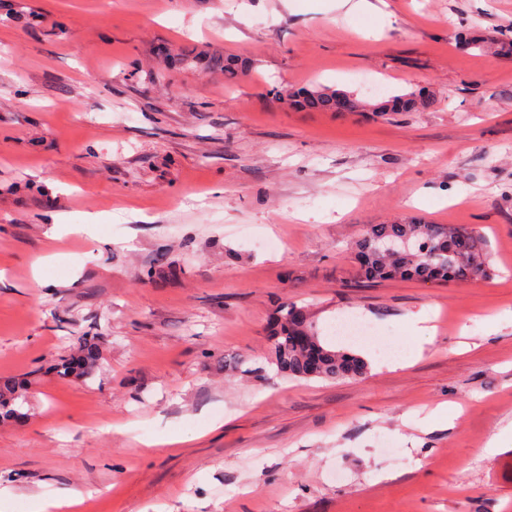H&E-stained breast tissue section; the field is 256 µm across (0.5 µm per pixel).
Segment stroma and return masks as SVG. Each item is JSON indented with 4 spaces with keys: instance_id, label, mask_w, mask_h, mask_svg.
<instances>
[{
    "instance_id": "obj_1",
    "label": "stroma",
    "mask_w": 512,
    "mask_h": 512,
    "mask_svg": "<svg viewBox=\"0 0 512 512\" xmlns=\"http://www.w3.org/2000/svg\"><path fill=\"white\" fill-rule=\"evenodd\" d=\"M371 2L0 0V384L25 383L29 411L0 420V512L36 495L96 512H512V438L482 455L512 423V58L457 45L512 28V0ZM192 51L247 69L229 84L175 65ZM315 84L433 105L276 97ZM411 217L484 237L493 275L362 277L363 229ZM285 303L367 376L278 372ZM346 317L375 335H334ZM86 334L96 373L60 378ZM342 97L349 99L353 111L359 112L366 110L386 114L393 112H419L426 110L433 104L429 96L417 91L395 94L375 104H369L358 99L351 92L330 89L319 85L300 92H290V96L280 95L279 99L284 100L286 103L289 102L290 105L301 110L338 112Z\"/></svg>"
}]
</instances>
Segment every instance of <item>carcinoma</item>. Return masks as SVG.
<instances>
[{
    "label": "carcinoma",
    "mask_w": 512,
    "mask_h": 512,
    "mask_svg": "<svg viewBox=\"0 0 512 512\" xmlns=\"http://www.w3.org/2000/svg\"><path fill=\"white\" fill-rule=\"evenodd\" d=\"M474 48L496 57H512V32L500 31L494 37L474 35L465 41ZM208 68L224 71L227 82H234L246 68L245 62L233 58L208 56ZM346 97L352 110L393 113L424 111L432 99L417 91L395 94L375 104L358 99L353 93L315 86L280 99L301 110L337 112L341 98ZM364 276L368 279L403 278L423 282H467L491 274L490 258L483 242L464 227L425 224L420 221H394L371 224L357 243ZM300 307L285 304L278 310L277 328L272 336V358L277 369L292 377L330 380L357 379L368 370V363L354 353L324 346L316 327L308 319L299 318ZM78 360L61 363L59 373L67 378L84 380L98 366L99 351L86 336L80 337L76 351ZM24 385H0V417L21 416L19 400L24 398Z\"/></svg>",
    "instance_id": "obj_1"
}]
</instances>
